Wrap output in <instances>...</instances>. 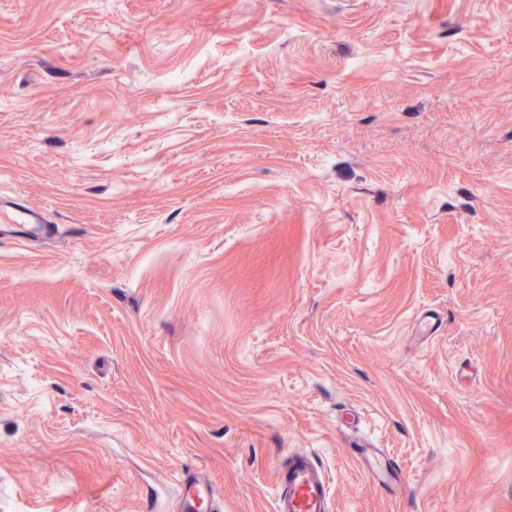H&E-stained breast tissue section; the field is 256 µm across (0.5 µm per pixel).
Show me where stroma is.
I'll list each match as a JSON object with an SVG mask.
<instances>
[{
	"mask_svg": "<svg viewBox=\"0 0 512 512\" xmlns=\"http://www.w3.org/2000/svg\"><path fill=\"white\" fill-rule=\"evenodd\" d=\"M1 193L0 512H512V0H0ZM21 233L30 239H50L56 229L42 208L16 196H0V238H17ZM352 453L361 463L369 465L365 467V470L373 481L377 483L384 482L380 475L384 476L385 479L390 478L388 482H395L399 477L392 470L390 472L379 448H352ZM277 474L276 512H330L326 475L309 452L292 453ZM183 482V512L198 510L197 506L199 504L203 505L209 503L210 506H212L216 496L213 488L209 484L189 475L184 476Z\"/></svg>",
	"mask_w": 512,
	"mask_h": 512,
	"instance_id": "35a3bbf8",
	"label": "stroma"
}]
</instances>
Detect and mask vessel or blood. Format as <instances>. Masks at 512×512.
Masks as SVG:
<instances>
[{
    "mask_svg": "<svg viewBox=\"0 0 512 512\" xmlns=\"http://www.w3.org/2000/svg\"><path fill=\"white\" fill-rule=\"evenodd\" d=\"M27 234L32 239L53 238L56 229L42 208L16 197L0 196V238ZM354 456L365 463L372 480L389 476L386 460L377 448H357ZM276 512H330V492L326 475L306 451L291 454L287 467L278 469ZM184 512H195L198 505L213 503V488L192 476H184Z\"/></svg>",
    "mask_w": 512,
    "mask_h": 512,
    "instance_id": "vessel-or-blood-1",
    "label": "vessel or blood"
}]
</instances>
